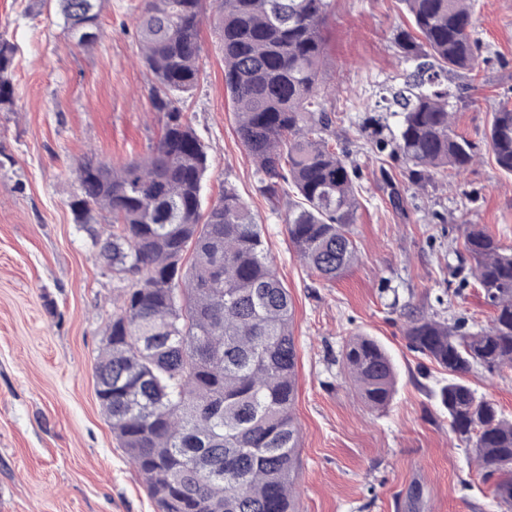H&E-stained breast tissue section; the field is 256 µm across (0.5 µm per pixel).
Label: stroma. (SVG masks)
<instances>
[{
	"mask_svg": "<svg viewBox=\"0 0 512 512\" xmlns=\"http://www.w3.org/2000/svg\"><path fill=\"white\" fill-rule=\"evenodd\" d=\"M215 0L200 30L199 72L185 119L208 155L202 205L233 186L261 224L294 304L301 429L299 512H505L436 397L445 372L412 351L410 316H492L458 255L465 225L512 247V176L486 133L512 102V0H474L476 69L455 114L472 165L422 185L378 150L370 111L413 70L394 43L400 0H329V140L353 167L361 206L357 262L336 281L313 276L283 215L258 192L224 85ZM141 0H106L89 49L63 28L55 0H0V34L17 45L12 110H0V512H159L95 396V363L118 282L68 206L88 156L121 164L147 155L163 126L137 41ZM377 339L396 368L393 399L371 408L341 362L352 336ZM466 382L512 419V370L475 367Z\"/></svg>",
	"mask_w": 512,
	"mask_h": 512,
	"instance_id": "obj_1",
	"label": "stroma"
}]
</instances>
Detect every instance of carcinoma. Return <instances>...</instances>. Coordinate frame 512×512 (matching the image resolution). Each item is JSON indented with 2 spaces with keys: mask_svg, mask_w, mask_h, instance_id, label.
Instances as JSON below:
<instances>
[{
  "mask_svg": "<svg viewBox=\"0 0 512 512\" xmlns=\"http://www.w3.org/2000/svg\"><path fill=\"white\" fill-rule=\"evenodd\" d=\"M411 27L397 31L409 80L386 99L401 114L391 148L415 182L466 170L472 144L454 129L456 97L446 74L474 69L473 0H401ZM64 29L100 25L104 0H58ZM206 0H143L141 58L155 79L163 132L151 153L120 165L88 158L69 201L76 223L121 283L95 364L97 398L159 512H299L301 447L294 416L297 350L293 303L268 257L261 225L231 188L202 212L207 153L184 119L197 82ZM328 0H218L224 81L237 133L260 191L279 203L294 190L284 223L301 260L332 281L357 259L352 238L359 192L354 170L329 145L320 95ZM16 46L0 35V110L14 105ZM487 138L512 175V106L493 112ZM112 216V231L90 226ZM463 253L493 310L491 326L416 315L412 350L448 372L439 398L452 431L471 447L495 498L512 505V420L476 395L472 367L512 369V248L466 226ZM192 251L189 266L184 255ZM341 362L363 400L390 403L395 371L375 339H349Z\"/></svg>",
  "mask_w": 512,
  "mask_h": 512,
  "instance_id": "carcinoma-1",
  "label": "carcinoma"
}]
</instances>
